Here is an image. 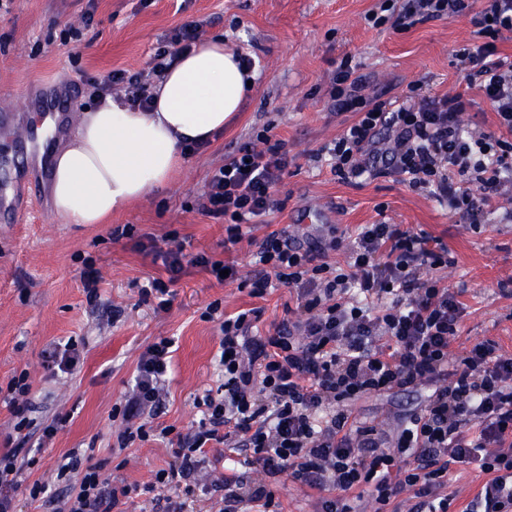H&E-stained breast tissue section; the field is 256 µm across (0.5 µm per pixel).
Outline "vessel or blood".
<instances>
[{
    "instance_id": "obj_1",
    "label": "vessel or blood",
    "mask_w": 512,
    "mask_h": 512,
    "mask_svg": "<svg viewBox=\"0 0 512 512\" xmlns=\"http://www.w3.org/2000/svg\"><path fill=\"white\" fill-rule=\"evenodd\" d=\"M64 88L49 85L24 96L23 109L0 110V140L20 139V157L0 159V223H18L48 177L46 147L62 138L70 127L71 116L64 106ZM40 113L49 123L40 128L28 119Z\"/></svg>"
}]
</instances>
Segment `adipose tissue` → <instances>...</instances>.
Listing matches in <instances>:
<instances>
[{
    "instance_id": "obj_1",
    "label": "adipose tissue",
    "mask_w": 512,
    "mask_h": 512,
    "mask_svg": "<svg viewBox=\"0 0 512 512\" xmlns=\"http://www.w3.org/2000/svg\"><path fill=\"white\" fill-rule=\"evenodd\" d=\"M247 81L237 54L217 38L176 60L154 88L151 110L108 98L84 112L75 136L51 157L55 215L67 224H98L164 190L185 144L222 132L241 110Z\"/></svg>"
}]
</instances>
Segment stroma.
I'll return each mask as SVG.
<instances>
[{"instance_id": "stroma-1", "label": "stroma", "mask_w": 512, "mask_h": 512, "mask_svg": "<svg viewBox=\"0 0 512 512\" xmlns=\"http://www.w3.org/2000/svg\"><path fill=\"white\" fill-rule=\"evenodd\" d=\"M93 4L94 26L80 41L63 43L65 30L79 26L86 4ZM377 0H13L0 18V104H19L26 87L37 82H76V114L97 104L83 76L97 78L115 70L138 71L174 28L196 21L202 37H223L225 44L255 60L254 89L242 112L174 175L168 188L149 193L102 224H64L54 213L51 195L33 205L16 224H0V387L28 371L33 383L31 417L53 415L68 422L51 447L41 450L36 436L10 437V413L0 401V453L16 450L31 460L27 482L65 491L56 480L65 453L91 449L103 463L110 484L134 486L122 512H157L139 486L153 482L169 459L168 442L153 437L122 454L111 451L112 408L132 384L140 354L161 338L173 339L166 395L155 425L184 430L200 418L197 400L223 382L219 364V330L205 319L212 302L234 313L261 308L259 335H266L296 299L288 288H271L260 297L237 283L216 281L198 267H185L173 284L168 311L154 312L142 302L140 289L149 278L166 277L161 258L140 249L143 237L163 242L176 237L185 254L206 253L235 263L241 278L256 276L253 245L224 244V222L198 209L210 173L252 132L274 123L288 151V172L275 192L282 212L257 225L253 235L284 227L304 236L314 226L333 225L342 239L359 225L400 224L413 232L442 238L452 259L443 270L449 287H465L466 309L452 345L460 354L485 339L512 352V191L494 204L484 224L472 227L441 204L427 189L391 176L369 178L360 185L340 182L319 150L351 121L328 101L330 81L342 59H351L366 81V95L407 93L416 84L444 94L466 91L471 104L463 116L474 132L497 129V116L478 90L466 89L457 50L473 38L468 18L427 21L399 31L368 25L365 14ZM133 225V236L113 238L116 227ZM100 275L97 302H89L83 285L85 260ZM123 314L113 318V307ZM76 341L84 362L74 375H51L44 361L55 345ZM416 393L390 398L374 393L354 401L363 420L394 423L399 410L419 402ZM479 469L456 464L448 472L450 512L465 505L485 483ZM281 512H315L317 490L288 476L273 481Z\"/></svg>"}]
</instances>
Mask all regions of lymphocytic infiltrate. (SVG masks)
I'll return each instance as SVG.
<instances>
[{
    "instance_id": "1",
    "label": "lymphocytic infiltrate",
    "mask_w": 512,
    "mask_h": 512,
    "mask_svg": "<svg viewBox=\"0 0 512 512\" xmlns=\"http://www.w3.org/2000/svg\"><path fill=\"white\" fill-rule=\"evenodd\" d=\"M469 0H381L368 20L373 26L406 29L429 20L463 14ZM471 23L474 39L457 52L467 89H478L498 118V133L465 130L464 92L437 94L420 85L394 97L365 96V81L349 61L336 69L327 94L338 112L355 120L325 145L334 175L357 185L363 177L392 176L429 189L460 214L480 223L506 185L512 184V55L500 54L497 41L512 35V0H481ZM202 31L193 22L180 26L156 48L146 69L112 71L88 79L94 96L122 87L131 107L148 108L153 79L163 78L178 55ZM288 168L285 142L273 125L254 131L210 176L200 209L224 221V241L235 245L251 236L256 219L282 211L273 189ZM346 249L345 266L331 264L329 252ZM255 259L261 267L251 293L286 286L294 290L296 319H283L267 336L253 335L262 311L220 314L211 303L205 318L221 315L219 342L224 369L220 396L204 394L202 416L187 432L150 424L161 406L173 341L160 339L140 355L134 384L114 405L124 427L119 449L148 441L151 434L175 436L166 468L156 472L144 492H167L165 512H188L197 488L219 491L222 512H253L275 505L271 478L288 475L319 492L316 512H352L347 495L363 489L385 512L392 498L410 491L409 512H449L444 493L451 465H472L488 479L465 512H512V354L488 339L464 356L450 359L465 311L463 289L438 277L448 265V246L425 232L396 224H363L350 243L336 235L298 242L287 229L261 238ZM167 279L152 278L140 290L156 309L169 304V285L185 265L212 276L237 268L199 253L185 257L181 244L164 254ZM425 387L424 406L404 418L396 432L383 424L353 418L348 405L364 394ZM15 431L38 426L39 447L52 444L67 420L34 424L32 385L21 372L7 385ZM243 458L245 472L213 479L216 463ZM101 464L78 452L66 453L57 477L77 480L76 492L47 496L33 483L30 500L50 498L54 512H113L130 486H113Z\"/></svg>"
}]
</instances>
